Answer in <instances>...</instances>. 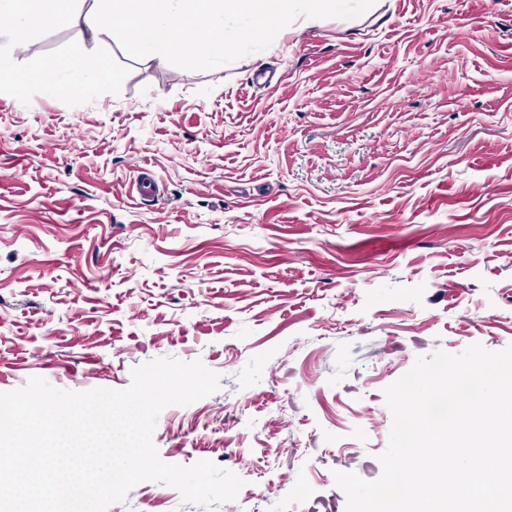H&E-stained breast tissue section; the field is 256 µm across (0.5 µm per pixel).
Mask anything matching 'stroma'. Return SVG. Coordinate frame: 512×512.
<instances>
[{"instance_id":"obj_1","label":"stroma","mask_w":512,"mask_h":512,"mask_svg":"<svg viewBox=\"0 0 512 512\" xmlns=\"http://www.w3.org/2000/svg\"><path fill=\"white\" fill-rule=\"evenodd\" d=\"M91 2L0 21L25 83L0 89V393L201 361L221 387L160 413V458L242 478L214 512H345L333 473L380 476L385 388L512 345V0L300 16L200 71L92 42ZM83 47L117 80L42 81ZM108 512L207 510L143 482Z\"/></svg>"}]
</instances>
